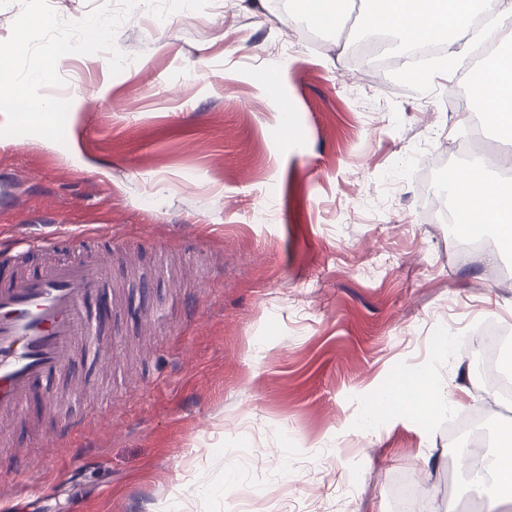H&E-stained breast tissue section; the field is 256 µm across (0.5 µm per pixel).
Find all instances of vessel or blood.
I'll return each instance as SVG.
<instances>
[{"instance_id": "obj_1", "label": "vessel or blood", "mask_w": 512, "mask_h": 512, "mask_svg": "<svg viewBox=\"0 0 512 512\" xmlns=\"http://www.w3.org/2000/svg\"><path fill=\"white\" fill-rule=\"evenodd\" d=\"M110 284L108 266L97 262L0 267V415L21 414L35 382L55 375L76 350L105 354L88 301Z\"/></svg>"}]
</instances>
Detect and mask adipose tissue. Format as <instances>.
I'll return each mask as SVG.
<instances>
[{
  "label": "adipose tissue",
  "mask_w": 512,
  "mask_h": 512,
  "mask_svg": "<svg viewBox=\"0 0 512 512\" xmlns=\"http://www.w3.org/2000/svg\"><path fill=\"white\" fill-rule=\"evenodd\" d=\"M477 5L489 16L491 25L500 24L502 16L512 17V8L505 0H375L370 24L407 44L467 27ZM489 100V110L498 120L502 140L512 144V56L499 60ZM453 186L457 198L475 204L482 223L498 225L502 237L512 241L511 188L491 190L485 170L468 168L457 176ZM399 400L411 407L430 400L444 406L449 398L447 391L434 384L427 372L419 371L382 394L377 405L379 409L389 410ZM501 446V452L486 466L482 477L496 501L512 496L511 429L504 431Z\"/></svg>",
  "instance_id": "adipose-tissue-1"
}]
</instances>
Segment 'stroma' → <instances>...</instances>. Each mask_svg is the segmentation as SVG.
<instances>
[{
  "label": "stroma",
  "instance_id": "obj_1",
  "mask_svg": "<svg viewBox=\"0 0 512 512\" xmlns=\"http://www.w3.org/2000/svg\"><path fill=\"white\" fill-rule=\"evenodd\" d=\"M369 0H346L347 34L280 15L271 0L120 25L136 64L101 54L66 75L65 141L0 137V242L61 235V261L105 260L111 366L77 354L7 425L0 476L21 493L0 512H395L413 473L450 512L447 412L399 408L364 425L374 399L428 370L465 408L466 354L442 351L486 316L512 321V271L494 225L458 247L435 224L412 167L492 114L454 103L462 58L427 78L349 63ZM93 83L85 94L82 83ZM92 420L42 460L65 418Z\"/></svg>",
  "mask_w": 512,
  "mask_h": 512
}]
</instances>
